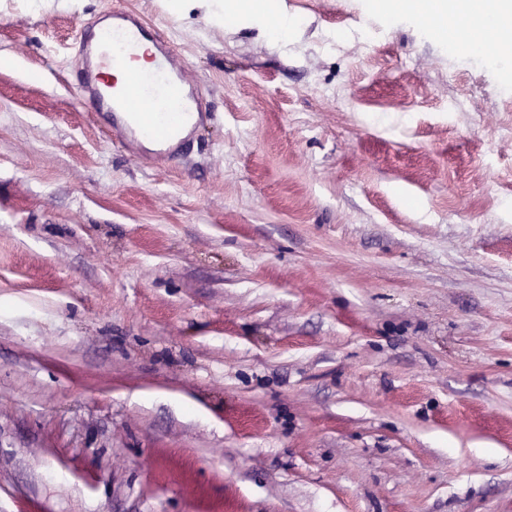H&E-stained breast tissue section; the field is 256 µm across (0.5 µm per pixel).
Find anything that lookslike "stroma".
Returning <instances> with one entry per match:
<instances>
[{"instance_id":"stroma-1","label":"stroma","mask_w":512,"mask_h":512,"mask_svg":"<svg viewBox=\"0 0 512 512\" xmlns=\"http://www.w3.org/2000/svg\"><path fill=\"white\" fill-rule=\"evenodd\" d=\"M119 0L213 120L114 147L108 0H0V512H512V54L376 0ZM265 5L261 9L250 14L251 16L266 17L274 13L275 22L273 25H265L268 32L271 34L275 32L279 37H287L288 32L296 27V22H293L292 17H288V13L280 8L274 7L270 1H259Z\"/></svg>"}]
</instances>
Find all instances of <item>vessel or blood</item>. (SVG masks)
Masks as SVG:
<instances>
[{
  "label": "vessel or blood",
  "mask_w": 512,
  "mask_h": 512,
  "mask_svg": "<svg viewBox=\"0 0 512 512\" xmlns=\"http://www.w3.org/2000/svg\"><path fill=\"white\" fill-rule=\"evenodd\" d=\"M77 30L75 93L95 116L111 117V143L130 154L145 145L154 159L179 161L197 128L212 117L182 53L162 29L123 8H106ZM145 45L152 64L140 68L136 61Z\"/></svg>",
  "instance_id": "1"
}]
</instances>
